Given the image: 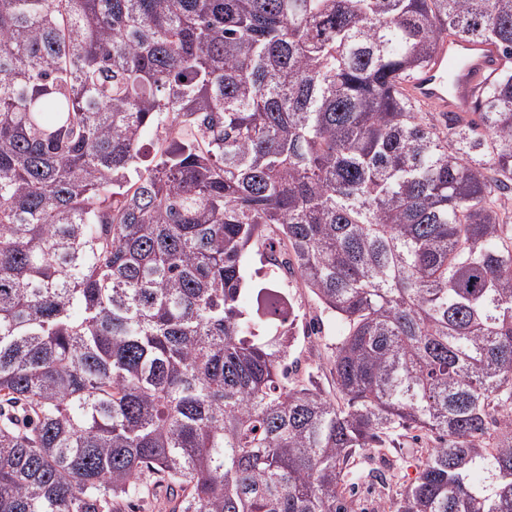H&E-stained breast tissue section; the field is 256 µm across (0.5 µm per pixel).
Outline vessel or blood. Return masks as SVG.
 <instances>
[{"mask_svg":"<svg viewBox=\"0 0 512 512\" xmlns=\"http://www.w3.org/2000/svg\"><path fill=\"white\" fill-rule=\"evenodd\" d=\"M504 59L489 43L442 42L431 62L410 77V94L441 112H469L483 81L503 66Z\"/></svg>","mask_w":512,"mask_h":512,"instance_id":"vessel-or-blood-1","label":"vessel or blood"}]
</instances>
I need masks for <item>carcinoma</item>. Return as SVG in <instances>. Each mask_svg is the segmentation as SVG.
Returning a JSON list of instances; mask_svg holds the SVG:
<instances>
[{
  "label": "carcinoma",
  "instance_id": "obj_1",
  "mask_svg": "<svg viewBox=\"0 0 512 512\" xmlns=\"http://www.w3.org/2000/svg\"><path fill=\"white\" fill-rule=\"evenodd\" d=\"M449 36L506 60L469 119L403 87ZM511 200L512 0H0V512H355L408 431L389 512H512ZM278 288H285L294 299L297 325L291 339L290 361L295 367L293 385L313 383L326 396L336 399V383L332 374V352L344 326L328 315L316 297L304 288L298 278L277 279ZM420 434L412 431L398 437L396 441L397 448H391L389 453H386V462L388 467H385L383 462L379 459L378 455L370 448L360 451L354 461V470L363 475H367L372 470H383L389 477L388 482L384 489L381 488L375 481H357L359 485V493L364 496L367 501L373 502L377 498H383L386 505L391 501L398 500L404 488L414 480L418 472V462L420 448H431L434 442L430 437H423L420 441H415L411 436ZM428 446V447H427ZM390 475V476H389ZM365 481V482H364ZM157 476L146 474L140 494L119 503L120 512H171L173 498L179 489L166 482L158 483ZM174 494V496H173Z\"/></svg>",
  "mask_w": 512,
  "mask_h": 512
}]
</instances>
